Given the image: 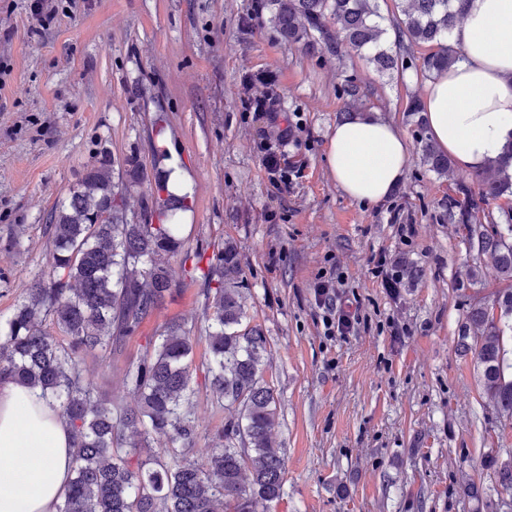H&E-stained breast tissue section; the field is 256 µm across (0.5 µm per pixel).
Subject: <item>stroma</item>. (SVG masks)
I'll return each instance as SVG.
<instances>
[{"label": "stroma", "instance_id": "stroma-1", "mask_svg": "<svg viewBox=\"0 0 512 512\" xmlns=\"http://www.w3.org/2000/svg\"><path fill=\"white\" fill-rule=\"evenodd\" d=\"M30 0H0V319L23 285L48 270L43 227L108 147L115 171L133 158L144 173L127 218L148 220L163 143L194 183L183 237L240 252L251 324L268 340L265 379L279 398L273 439L285 463L272 512H512L488 452L512 451V419L483 393L477 360L457 349L472 303L507 289L490 261L448 218V181L412 152L384 203L346 197L331 176L326 137L343 121L340 90L353 77L378 112L414 139L425 76H379L357 55L309 56L283 42L252 0H51L38 28ZM271 75L285 144H266L246 109L244 78ZM280 156L288 187L273 195L264 159ZM413 233L401 236L400 225ZM386 253L398 287L374 272ZM417 273H402L400 262ZM477 268V281L467 273ZM329 282L353 332L328 335L315 289ZM204 285L185 282L130 340L174 319L203 335ZM193 362L197 455L216 440L224 409ZM124 360L84 356L82 369L115 404L134 398ZM478 488L470 494L468 485Z\"/></svg>", "mask_w": 512, "mask_h": 512}]
</instances>
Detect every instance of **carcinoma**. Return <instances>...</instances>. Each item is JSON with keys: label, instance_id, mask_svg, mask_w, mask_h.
I'll return each instance as SVG.
<instances>
[{"label": "carcinoma", "instance_id": "cac0c4a2", "mask_svg": "<svg viewBox=\"0 0 512 512\" xmlns=\"http://www.w3.org/2000/svg\"><path fill=\"white\" fill-rule=\"evenodd\" d=\"M393 23L396 48L385 46L387 28L377 0H259L280 38L309 54L355 53L382 74L405 71L415 49L429 48L420 72L451 68L461 51L450 42L464 17L466 0H399ZM271 85L254 86L249 106L259 110ZM342 94L362 103L359 84L346 81ZM424 165L448 177V217L466 230V240L487 257L498 276L512 281V208L499 221L479 217L481 204L512 194L508 162L475 174L453 176L451 161L427 138L417 118ZM112 158L100 150L99 164L52 212L45 230L51 264L33 278L12 315L0 321V376L38 389L53 400L72 427L74 462L67 495L56 512H270L283 495L285 461L271 439L278 398L264 379L267 338L246 324L244 272L236 246L226 243L212 256L185 247L179 212L188 195L168 193L170 205L145 224L126 218L127 194L112 181ZM179 262V268L169 258ZM191 267H186V264ZM204 281L207 321L205 374L224 427L207 463L191 459L197 431L186 409L192 387L194 348L176 321L165 323L137 359L125 383L133 407L98 399L83 376L81 355L100 350L123 353L131 335L154 316L177 285V273ZM51 323L50 332L45 323ZM512 333V290L493 303L471 304L458 347L476 355L484 394L512 417V359L504 345ZM155 435L169 446L154 448ZM500 486L512 491V454L487 458Z\"/></svg>", "mask_w": 512, "mask_h": 512}]
</instances>
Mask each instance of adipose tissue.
I'll list each match as a JSON object with an SVG mask.
<instances>
[{"label":"adipose tissue","mask_w":512,"mask_h":512,"mask_svg":"<svg viewBox=\"0 0 512 512\" xmlns=\"http://www.w3.org/2000/svg\"><path fill=\"white\" fill-rule=\"evenodd\" d=\"M463 58L425 84L427 134L462 171H481L512 144V0H468L453 31ZM410 144L368 112L333 127L326 161L353 201L377 204L399 184ZM72 432L51 400L0 378V512H56L73 465Z\"/></svg>","instance_id":"obj_1"}]
</instances>
